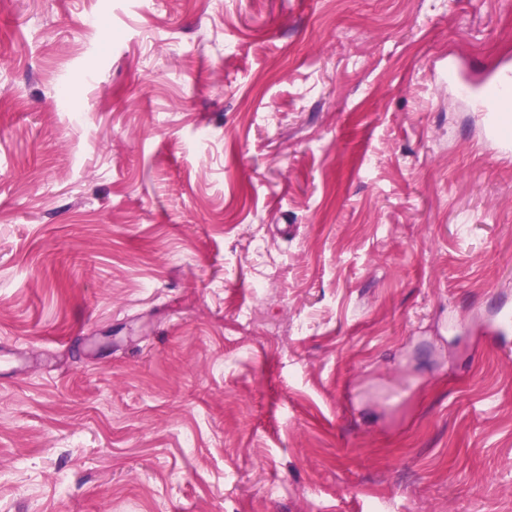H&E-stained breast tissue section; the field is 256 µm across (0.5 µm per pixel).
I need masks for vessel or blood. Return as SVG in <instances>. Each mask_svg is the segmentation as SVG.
Returning a JSON list of instances; mask_svg holds the SVG:
<instances>
[{
	"label": "vessel or blood",
	"mask_w": 512,
	"mask_h": 512,
	"mask_svg": "<svg viewBox=\"0 0 512 512\" xmlns=\"http://www.w3.org/2000/svg\"><path fill=\"white\" fill-rule=\"evenodd\" d=\"M512 75V62L503 61L499 69L490 72L482 84H473L456 64H449L448 76L465 96H479L487 120L484 142L498 155H512V137L503 131L502 116L512 112V83H504V75Z\"/></svg>",
	"instance_id": "obj_1"
}]
</instances>
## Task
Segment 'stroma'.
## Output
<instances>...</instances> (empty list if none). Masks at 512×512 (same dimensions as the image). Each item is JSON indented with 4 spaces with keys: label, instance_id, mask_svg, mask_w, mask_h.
Returning <instances> with one entry per match:
<instances>
[{
    "label": "stroma",
    "instance_id": "obj_1",
    "mask_svg": "<svg viewBox=\"0 0 512 512\" xmlns=\"http://www.w3.org/2000/svg\"><path fill=\"white\" fill-rule=\"evenodd\" d=\"M506 57L512 0H0V512H512L443 75Z\"/></svg>",
    "mask_w": 512,
    "mask_h": 512
}]
</instances>
